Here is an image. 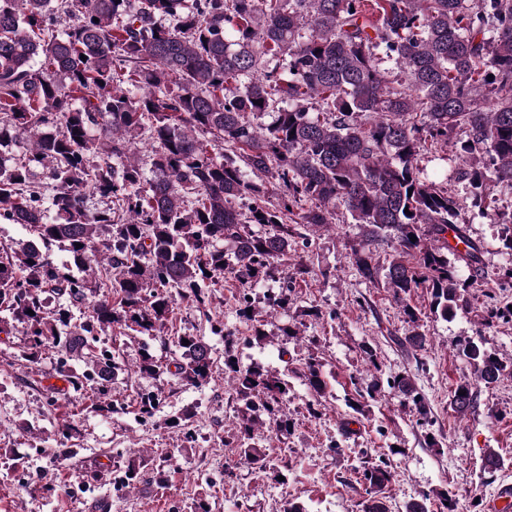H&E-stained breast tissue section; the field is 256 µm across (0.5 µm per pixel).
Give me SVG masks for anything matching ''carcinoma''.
Returning a JSON list of instances; mask_svg holds the SVG:
<instances>
[{
  "mask_svg": "<svg viewBox=\"0 0 512 512\" xmlns=\"http://www.w3.org/2000/svg\"><path fill=\"white\" fill-rule=\"evenodd\" d=\"M265 116L270 123L258 122ZM137 138L153 147L150 178L134 156ZM439 143L461 159L474 206L512 187V0H0V222L34 233L0 251V332L21 323L19 357L31 363L54 345L70 389L98 385L86 410L117 413L103 377L119 370L112 351L83 369L68 358L116 330L165 341L176 302L210 316L212 286L227 271L250 289L279 282L299 240L342 205L362 229L349 259L364 279L376 272L373 249H391L386 285L408 325L394 342L421 349V311L406 297L425 288L433 312L453 317L468 305L461 269L474 277L482 263L475 243L452 262L448 246L427 244L450 227L468 237L456 199L422 176V153ZM38 179L48 194L33 189ZM274 185L288 201H272ZM90 194L108 203L92 209ZM303 201L310 207L293 212ZM55 245L78 269L103 266L102 278L55 264ZM47 294L97 300L77 331L68 309L45 310ZM265 300L288 311L290 287L268 289ZM236 315L251 323L248 343L270 341L249 295ZM211 329L224 336V373L240 403L221 441L276 479L288 462L270 460L256 431L269 417L277 435L291 434L288 380L258 362L241 366L238 337L222 321ZM174 343L165 367L144 351L140 374L208 384L214 361L203 337ZM462 353L486 385L512 376L474 342ZM322 368L312 353L299 371L319 398ZM388 385L427 417L410 377ZM161 402L160 392L138 394V414L153 418ZM476 406L465 377L450 407L464 415ZM143 470L130 456L112 487H136ZM364 478L374 496L363 512H389L375 493L392 471L376 466ZM433 496L452 512L442 492L421 494L406 512H431Z\"/></svg>",
  "mask_w": 512,
  "mask_h": 512,
  "instance_id": "cac0c4a2",
  "label": "carcinoma"
}]
</instances>
